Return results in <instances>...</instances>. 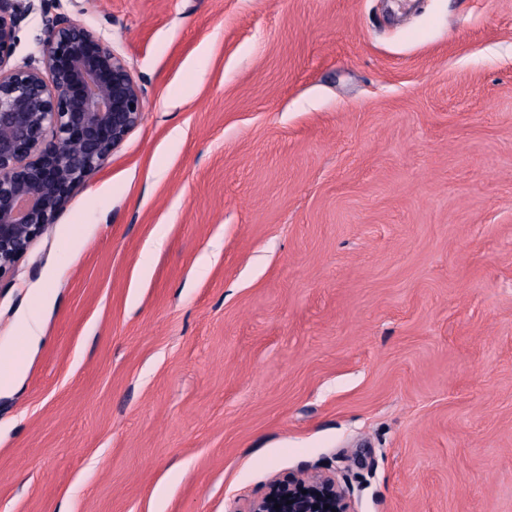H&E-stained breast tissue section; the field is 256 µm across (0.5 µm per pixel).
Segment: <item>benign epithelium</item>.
Segmentation results:
<instances>
[{"mask_svg":"<svg viewBox=\"0 0 512 512\" xmlns=\"http://www.w3.org/2000/svg\"><path fill=\"white\" fill-rule=\"evenodd\" d=\"M28 0H0V279L55 223L139 123L140 88L111 43L65 13L42 10L39 55L12 62ZM77 145L74 155L68 147ZM279 509H274L275 505ZM354 512L327 473L270 482L247 512Z\"/></svg>","mask_w":512,"mask_h":512,"instance_id":"1","label":"benign epithelium"}]
</instances>
